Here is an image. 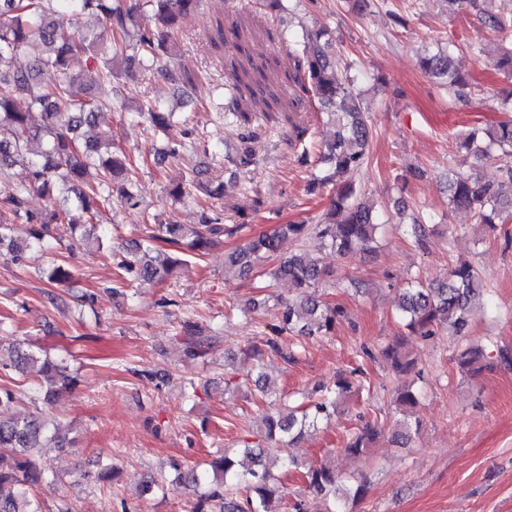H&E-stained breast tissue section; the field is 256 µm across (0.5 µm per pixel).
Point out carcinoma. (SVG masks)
Returning <instances> with one entry per match:
<instances>
[{
    "label": "carcinoma",
    "instance_id": "1",
    "mask_svg": "<svg viewBox=\"0 0 512 512\" xmlns=\"http://www.w3.org/2000/svg\"><path fill=\"white\" fill-rule=\"evenodd\" d=\"M153 23L140 26L134 10L122 6L121 0H0V178L21 164L27 181L12 192L0 197V251L7 250L16 265L27 266L30 255L52 250V242L68 236L69 248L77 250L91 244L81 229L100 216L101 204H111V195L95 187L83 185V177L91 167L100 173L101 182L110 187L124 180L116 194L127 204L136 205L135 196L127 187L134 170L125 152L112 143L111 133L102 142H80V129L86 123L112 111V77L114 62L123 55L127 45L117 39L102 42L99 36L75 35L65 29L64 14L74 8L94 14L111 36H124L128 28L138 26L139 45L152 57L172 54L168 48L170 33L179 28L183 19L193 13L201 0H151ZM488 0H448L451 10L471 9L482 14L487 26L495 31L512 28V19L504 21L487 9ZM39 48L31 66L22 69L13 64L20 52ZM331 41L322 29H312L303 35L298 49L294 72L288 75L295 88L317 99L321 112L334 127V136L318 157L320 175L309 181L307 190L331 185L334 197L330 208L317 224H281L274 232L252 239L229 253L226 262L246 274L262 259L273 258L282 252L288 239L301 240L315 234L318 249L328 248L340 256H352L367 250L375 243L381 225L376 223L374 206L357 186L354 176L369 156L372 129L367 113L362 111L359 97L338 77L336 62L330 56ZM95 68L100 80L91 87L83 82L82 72ZM425 74L450 91L468 86V80L453 65L449 53L439 51L421 57ZM158 73L174 84L192 82L189 73L171 63L160 66ZM248 72L230 61L227 72L229 100L225 111L239 130V148L224 157V164L244 173L253 171L257 160L251 148L255 131L250 123L256 117L252 105L255 94L263 92L265 76L261 70L253 75V84L244 78ZM43 114V124L30 122V112ZM170 113L157 105L148 112L150 123L165 130L170 127ZM188 132L170 137L163 159L181 160L186 152ZM483 144L477 136L469 135L464 142L467 150L483 160L494 161L503 169L502 181L483 183L471 174L456 171L448 179L451 210H463L477 217L490 231L496 230L502 214L512 215V119L500 121L485 132ZM42 145L31 152V145ZM37 191L48 201L50 208L34 211L27 205V196ZM199 193L212 199L224 196V182L195 174L175 182L170 194L174 197ZM239 226L230 227L222 218L202 210L197 224H158L135 251L121 256L118 262L130 282L161 283L164 276L184 262L170 251L186 246L198 255L215 242L233 235ZM327 275L317 258L293 253L280 261L271 273L273 280L286 281L296 296L279 301L281 322L277 335L326 336L345 316L344 309L326 303L316 296V288ZM485 291L479 271L468 262L456 265L444 281L410 282L399 304L400 318L412 336H429L435 327H448L452 335L464 338L479 314L474 305ZM184 351L189 356L204 353L213 336L205 327L185 320L179 331ZM406 339L382 349L401 383L396 389L395 402L400 406L417 403L413 385L406 381L414 369V360L405 349ZM258 364L263 356L273 352L284 360L290 359L278 341L269 339L265 346L251 347ZM459 364L467 372H475L482 351L464 346ZM13 370L21 374L34 371L42 384L41 400L51 401L55 389L75 384L67 364L60 360L40 358L36 353L17 346L11 359L0 356V372ZM360 389L353 375H337L332 386L315 389L319 397L300 412L290 410L268 413L263 418L264 435L276 438L287 448L301 439L305 432L315 430L331 417L337 406L352 392ZM378 429L365 425L348 438L343 451L351 456L367 454L376 439ZM58 444L55 435H47L46 424L29 412L4 414L0 412V512H41L39 502L28 496L30 487L46 482L37 462V452L48 444ZM267 449L245 445L238 456L224 452L212 458L206 467L187 468L174 462L170 468L176 476L169 480L149 476L143 492L156 489L167 493L182 484L203 488L194 512H275L270 508L279 493L277 478L264 467ZM308 487L316 494L336 496V487H346L344 497L358 498L365 494V482L348 480L326 465L307 468Z\"/></svg>",
    "mask_w": 512,
    "mask_h": 512
}]
</instances>
